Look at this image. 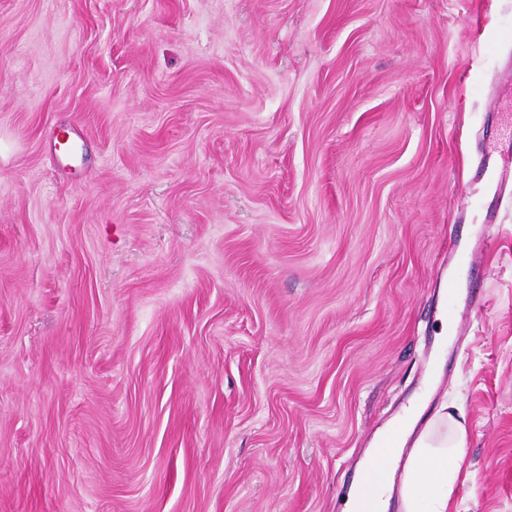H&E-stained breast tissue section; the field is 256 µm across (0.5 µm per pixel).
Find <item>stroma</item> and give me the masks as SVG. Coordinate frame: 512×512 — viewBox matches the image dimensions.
<instances>
[{"label":"stroma","instance_id":"obj_1","mask_svg":"<svg viewBox=\"0 0 512 512\" xmlns=\"http://www.w3.org/2000/svg\"><path fill=\"white\" fill-rule=\"evenodd\" d=\"M511 110L512 0H0V512H341L424 391L512 512ZM448 300L444 301V308L442 313L446 314V322L444 321V327L441 335L449 336H464L466 333V327L463 325L464 322L459 321L455 310L460 308V302L458 299V287L456 282L448 277Z\"/></svg>","mask_w":512,"mask_h":512}]
</instances>
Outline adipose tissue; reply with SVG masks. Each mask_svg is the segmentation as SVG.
Returning a JSON list of instances; mask_svg holds the SVG:
<instances>
[{
    "mask_svg": "<svg viewBox=\"0 0 512 512\" xmlns=\"http://www.w3.org/2000/svg\"><path fill=\"white\" fill-rule=\"evenodd\" d=\"M428 404V395L421 394L404 408L393 456L378 458L367 453V461L385 470L388 478L371 490L362 478H355L344 512H388L394 500L401 512H453L468 420L456 404L444 401L433 410Z\"/></svg>",
    "mask_w": 512,
    "mask_h": 512,
    "instance_id": "adipose-tissue-1",
    "label": "adipose tissue"
}]
</instances>
